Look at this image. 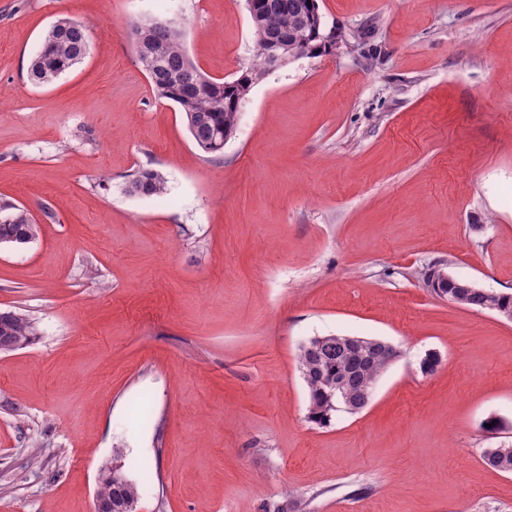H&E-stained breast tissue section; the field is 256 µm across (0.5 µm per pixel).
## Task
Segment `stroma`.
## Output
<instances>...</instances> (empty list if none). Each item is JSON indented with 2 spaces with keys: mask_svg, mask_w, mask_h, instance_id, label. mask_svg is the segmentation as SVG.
Listing matches in <instances>:
<instances>
[{
  "mask_svg": "<svg viewBox=\"0 0 512 512\" xmlns=\"http://www.w3.org/2000/svg\"><path fill=\"white\" fill-rule=\"evenodd\" d=\"M318 4L336 49L266 74L213 158L128 29L180 22L229 80L246 0H0V202L39 226L0 245V310L37 328L0 352V512H95L112 466L136 512H512L482 460L512 445V321L421 276L512 292V0ZM63 17L89 53L33 84ZM139 168L164 197L126 193ZM328 335L396 355L321 426L297 354Z\"/></svg>",
  "mask_w": 512,
  "mask_h": 512,
  "instance_id": "obj_1",
  "label": "stroma"
}]
</instances>
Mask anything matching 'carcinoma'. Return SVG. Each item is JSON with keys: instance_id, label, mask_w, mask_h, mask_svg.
<instances>
[{"instance_id": "obj_1", "label": "carcinoma", "mask_w": 512, "mask_h": 512, "mask_svg": "<svg viewBox=\"0 0 512 512\" xmlns=\"http://www.w3.org/2000/svg\"><path fill=\"white\" fill-rule=\"evenodd\" d=\"M260 18L251 20L254 36L252 64L232 80L206 74L189 56L184 34L170 22L152 21V46L137 52L138 62L157 96L176 104L186 122L190 136L202 152L218 157L223 150L224 133H233L239 107L252 86L269 71L266 37L275 31L309 56L324 53L315 29L322 19L318 0L307 5L303 0H263ZM92 24L70 18L58 19L47 31L40 53L31 64L29 78L39 85L50 84L60 75L82 62L89 49ZM125 191L132 196L161 197L167 194L164 176L157 171L138 169L130 174ZM38 236L29 211L9 203L0 204V243L22 245ZM462 305L477 310L512 312V295H501L483 288L464 293ZM36 329L21 311L0 312V348L11 351L10 342L32 343ZM392 359L382 345L353 347L342 336L313 338L299 349V369L309 395L308 419L316 424L330 422L338 402L329 395V384L342 375L347 377L348 401L358 410L367 406L366 392ZM483 462L492 469L512 473V446L487 448ZM96 500L112 512H135L138 488L119 471L101 482Z\"/></svg>"}]
</instances>
